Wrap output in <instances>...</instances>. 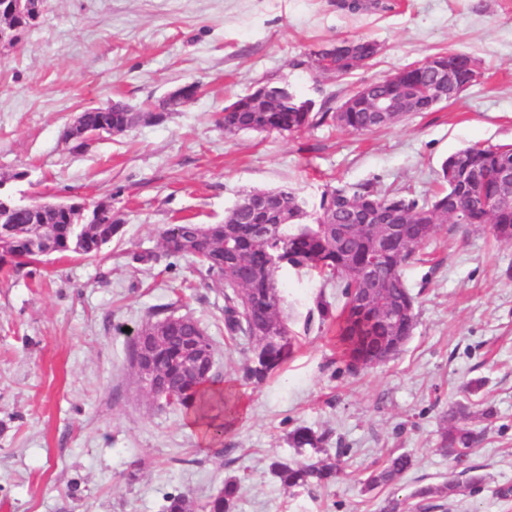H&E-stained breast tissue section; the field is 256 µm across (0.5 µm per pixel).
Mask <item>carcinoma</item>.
Segmentation results:
<instances>
[{"label":"carcinoma","instance_id":"1","mask_svg":"<svg viewBox=\"0 0 512 512\" xmlns=\"http://www.w3.org/2000/svg\"><path fill=\"white\" fill-rule=\"evenodd\" d=\"M319 72L345 76L357 67L343 62L339 55L324 60L320 52L310 56ZM332 119L336 125L352 133L378 128L367 112H294L280 106L278 112H266L261 117L246 108L224 117V132L235 134L250 128H266L270 132H293L308 125ZM466 156L471 163L472 178L482 182L483 189H494L493 174L505 165L512 166V145H493L480 148L468 146L446 157L437 172L443 188L430 197L403 195L384 190L373 181L355 185L328 187L319 204L308 207L299 195L288 188L276 190L280 202L288 207L291 221L271 224L265 234L255 232V213L252 210L231 208L224 220L215 224H167L159 231L162 254L174 258H191L197 264L201 281L224 295V329L234 339L243 337L253 344L252 355L243 367V378L256 385L264 383L292 353L293 336L282 313L276 274L283 267L316 271L327 281L336 283L345 299L338 316L337 340L346 368L357 373L377 365L378 351L392 336L408 340L416 325L412 312L396 321L384 317L381 309L398 301L415 307V298L403 279V268L416 250L430 241L445 225L460 224L488 226L496 241L512 244V208L505 212L489 213L482 208L481 198L474 197L468 207L456 210V195L462 190L456 159ZM360 202L384 209H398L400 229L405 237L399 248L382 247L378 227L366 224V215L356 210ZM122 225L112 213H104L99 224H86L74 212L45 209L32 217L17 211L0 223V262H10L18 271L31 266L37 256L30 245L38 241L55 253H76L93 257L112 242ZM361 270L365 278L378 282L382 292L372 307L353 305V291L361 280L353 273ZM167 309L150 312L145 322L134 331L129 345V364L137 359V336L147 328L160 326L167 318ZM187 332L191 336H164L159 342L156 371L175 389L177 406L191 410L209 428H224L221 416L236 409L233 396L224 393L219 374L212 370L198 376L192 370L197 362L214 363L210 337L195 320H190ZM296 448L310 447L323 452L322 437L311 429H296L291 437ZM481 442V435L466 426L453 425L443 434L441 450L460 462ZM412 466L407 455L389 457L384 465L373 470L364 481L369 491L383 487ZM339 467L331 456L311 463L276 462L273 474L290 488L318 486L336 477ZM241 485L227 481L220 493L207 501L203 512H232ZM462 492V485L448 482L440 486L417 489L412 497L415 508L430 509L428 501L448 498ZM163 512H194V505L184 494L165 498Z\"/></svg>","mask_w":512,"mask_h":512}]
</instances>
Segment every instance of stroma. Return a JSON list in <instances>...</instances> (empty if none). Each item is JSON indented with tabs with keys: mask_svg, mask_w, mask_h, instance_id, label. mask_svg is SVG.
<instances>
[{
	"mask_svg": "<svg viewBox=\"0 0 512 512\" xmlns=\"http://www.w3.org/2000/svg\"><path fill=\"white\" fill-rule=\"evenodd\" d=\"M350 12L339 0H46L37 24L0 56V177L16 200L111 199L120 236L96 257L51 255L36 275L0 271V512H161L182 493L203 505L227 479L233 512H382L450 480L463 494L434 512H512V245L486 228L440 230L403 271L417 325L386 364L347 372L335 286L307 269L278 274L294 353L260 386L242 367L251 345L224 332V297L190 259L130 262L158 250L159 227L213 224L253 189H293L318 203L327 186L378 181L425 195L441 161L480 144H512V0H386ZM367 36L381 51L339 77L313 51ZM462 51L481 80L457 100L364 134L326 121L286 134L228 135L224 108L264 83L339 105L357 88L419 59ZM200 94L159 124L104 135L72 151L74 115L121 100ZM196 320L212 342L221 385L240 416L203 441L183 410L156 409L127 361L129 334L152 308ZM483 442L460 466L439 448L457 405ZM493 417H486V409ZM307 427L341 453L342 475L284 487L275 461L305 462L289 435ZM412 466L365 490L389 454Z\"/></svg>",
	"mask_w": 512,
	"mask_h": 512,
	"instance_id": "1",
	"label": "stroma"
}]
</instances>
